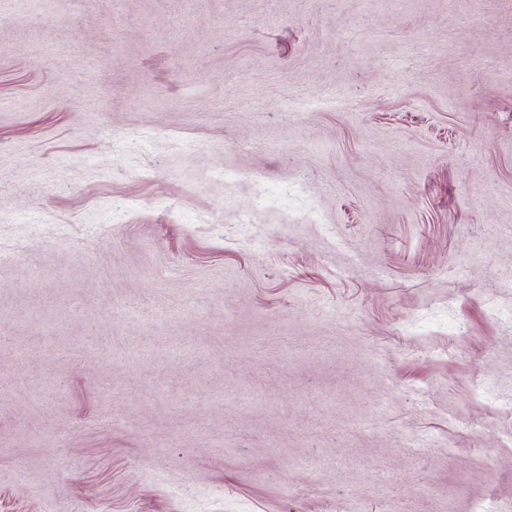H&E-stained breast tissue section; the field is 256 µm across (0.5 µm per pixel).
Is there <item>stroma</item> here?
<instances>
[{
    "label": "stroma",
    "instance_id": "1",
    "mask_svg": "<svg viewBox=\"0 0 512 512\" xmlns=\"http://www.w3.org/2000/svg\"><path fill=\"white\" fill-rule=\"evenodd\" d=\"M492 305L512 0H0V512H512Z\"/></svg>",
    "mask_w": 512,
    "mask_h": 512
}]
</instances>
